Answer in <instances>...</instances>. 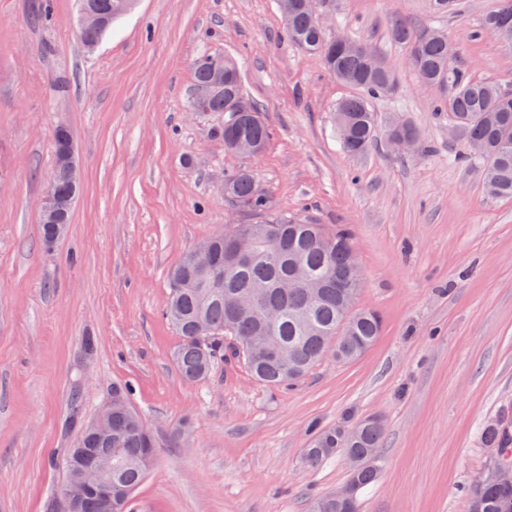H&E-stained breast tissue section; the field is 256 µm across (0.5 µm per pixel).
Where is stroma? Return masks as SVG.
I'll return each mask as SVG.
<instances>
[{
  "instance_id": "obj_1",
  "label": "stroma",
  "mask_w": 512,
  "mask_h": 512,
  "mask_svg": "<svg viewBox=\"0 0 512 512\" xmlns=\"http://www.w3.org/2000/svg\"><path fill=\"white\" fill-rule=\"evenodd\" d=\"M496 4L460 0L441 25L472 77L512 89V49L478 34ZM77 17V0H0V512H64L50 496L64 451L116 385L160 446L132 512H311L350 469L339 455L306 467L310 427L348 415L385 424L359 512H468L488 458L480 430L512 407V199L486 195L437 92L390 37L396 22L427 29L430 0L337 2L332 32L395 74L394 94L372 103L379 122L421 134L415 150L380 137L361 156L334 124L352 87L287 40L277 0H136L90 53ZM208 53L235 60L259 105L261 155L225 151L223 113L189 111L192 64ZM60 125L83 186L67 236L47 248L39 204ZM242 167L280 209L351 233L357 305L382 320L359 359L325 358L287 388L234 361L187 382L172 360L168 273L226 225L252 223L221 193Z\"/></svg>"
}]
</instances>
